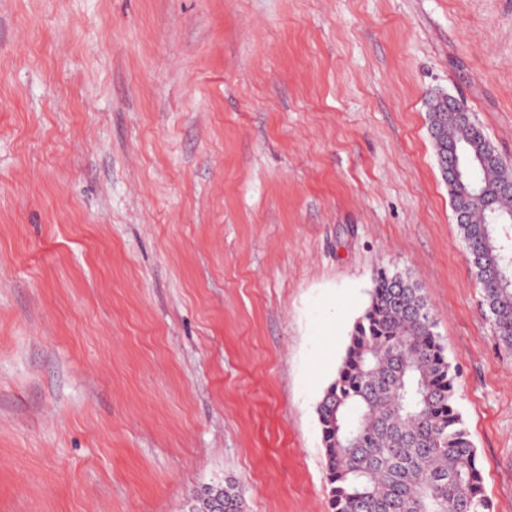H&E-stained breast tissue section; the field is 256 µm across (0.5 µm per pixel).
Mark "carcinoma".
Here are the masks:
<instances>
[{"mask_svg": "<svg viewBox=\"0 0 512 512\" xmlns=\"http://www.w3.org/2000/svg\"><path fill=\"white\" fill-rule=\"evenodd\" d=\"M429 131L483 306L512 349L509 168L448 97L426 100ZM330 512H490L482 468L458 410L455 375L424 289L381 268L345 355L317 405ZM244 512L232 483L210 486L187 512Z\"/></svg>", "mask_w": 512, "mask_h": 512, "instance_id": "carcinoma-1", "label": "carcinoma"}]
</instances>
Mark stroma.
<instances>
[{
    "label": "stroma",
    "instance_id": "1",
    "mask_svg": "<svg viewBox=\"0 0 512 512\" xmlns=\"http://www.w3.org/2000/svg\"><path fill=\"white\" fill-rule=\"evenodd\" d=\"M434 92L512 164V0H0V512H329L316 407L381 268L512 512ZM210 508L211 512H244L243 495L232 483H225L224 487L209 486L190 501L187 512H210Z\"/></svg>",
    "mask_w": 512,
    "mask_h": 512
}]
</instances>
